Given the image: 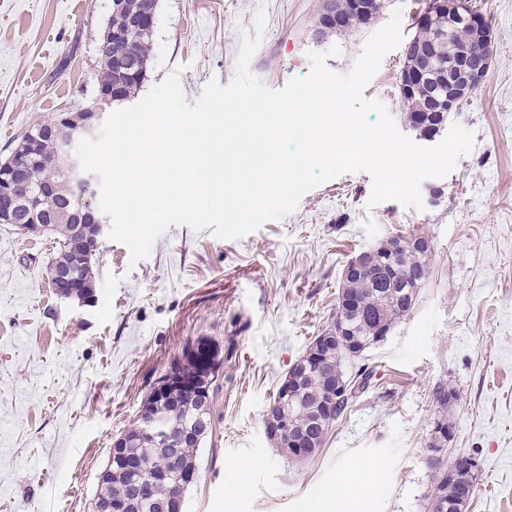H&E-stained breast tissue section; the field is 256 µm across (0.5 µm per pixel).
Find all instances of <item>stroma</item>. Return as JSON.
<instances>
[{
    "label": "stroma",
    "instance_id": "35a3bbf8",
    "mask_svg": "<svg viewBox=\"0 0 512 512\" xmlns=\"http://www.w3.org/2000/svg\"><path fill=\"white\" fill-rule=\"evenodd\" d=\"M324 0H159L144 89L177 74L187 102L228 85L240 42L266 13L250 71L272 89L307 76L309 52L348 72L369 35L425 0H384L369 24L318 38ZM491 23L487 77L452 122L473 149L436 179L438 203L369 206L368 173L340 175L297 209L236 239L173 225L150 255L104 238L93 306L48 283L53 238L0 224V512H95L113 439L185 347L212 340L224 359L213 432L199 450L188 512H428L433 389L455 388L446 459L481 468L467 512H512V0H474ZM111 0H0V161L35 123L89 104ZM340 55H330L332 46ZM403 48L364 95L418 139L399 94ZM397 235L432 242L431 274L409 314L367 351L371 387L303 462L279 456L263 414L289 368L336 313L348 260ZM369 487L337 498L347 473ZM343 508H336V500Z\"/></svg>",
    "mask_w": 512,
    "mask_h": 512
}]
</instances>
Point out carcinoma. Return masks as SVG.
<instances>
[{
  "label": "carcinoma",
  "mask_w": 512,
  "mask_h": 512,
  "mask_svg": "<svg viewBox=\"0 0 512 512\" xmlns=\"http://www.w3.org/2000/svg\"><path fill=\"white\" fill-rule=\"evenodd\" d=\"M147 11L157 8V0H112V28L125 24L133 9ZM452 39L470 47L471 59L476 61L490 54V44L473 38L472 31L459 28L452 32ZM432 33L424 25L415 24V31L405 45V61L413 63L423 54L432 52ZM153 44V30L131 29L126 36L112 39V60L101 59V71L96 85H110L116 92V102H123L137 93L146 80ZM128 58L132 67L118 68L114 61ZM55 146L47 142L43 145L42 160L31 167L33 185L44 181H55L63 194L69 193L72 183L52 164ZM50 235L60 239V250L52 258L49 266H68L73 273L71 297L82 301L95 296L96 267L100 251L84 243L79 224L60 217L53 224ZM406 237H391L374 247L377 251L376 264L360 272L353 278L343 280L342 293L363 305L366 314L354 310L347 317L351 329L349 346H331L322 351L323 366L311 371L292 396L282 389L276 392L267 406V412L285 416L293 431L300 435L312 433V425L324 409L331 411V423H336L347 413L359 394L369 387L374 370L358 367L354 375L346 376L343 363L355 360L364 352L376 346L379 334L389 333L413 310V305L399 300V296L411 291L419 293L430 275L432 252H418L405 246ZM200 368L187 359L173 362V373L168 375L167 395L159 401L153 397L155 390L144 399L133 427L124 433L127 447L124 457L139 464L134 469L118 462L106 463L99 477L95 498L99 503L115 502L126 506V512H156L155 506L137 499L138 481L151 479L155 482V500L172 503L185 495L195 481L198 471V451L203 447L213 430V416L201 411V405L192 391L173 382L176 376L195 374ZM341 379L350 386V393L340 400L330 395V382ZM456 390L446 383L434 389V401L439 408L435 424L448 427V408L456 401ZM155 415L160 424L155 433L141 432L142 422ZM208 424V428L198 438L182 441L180 428L193 423ZM433 477L441 481L439 504L429 499L428 512H442L448 500L455 497L454 486L445 481L448 465L443 458L427 459Z\"/></svg>",
  "instance_id": "obj_1"
}]
</instances>
